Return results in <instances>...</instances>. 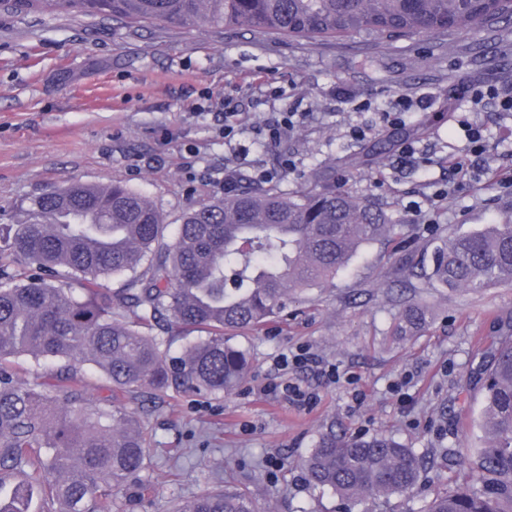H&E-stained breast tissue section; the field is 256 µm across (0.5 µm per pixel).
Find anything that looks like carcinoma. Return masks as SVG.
<instances>
[{"mask_svg":"<svg viewBox=\"0 0 512 512\" xmlns=\"http://www.w3.org/2000/svg\"><path fill=\"white\" fill-rule=\"evenodd\" d=\"M21 15L203 23L307 40L350 35L442 37L512 21V0H0ZM397 235L379 205L334 188L294 197L237 190L183 212L166 243L159 211L119 183H72L37 196L0 225V512H122L144 499L149 448L140 421L102 412L83 393V366L111 399L169 391L222 395L245 377L228 331H258L288 293L321 287L364 244ZM122 280L121 288L107 281ZM430 278L482 293L512 285V224H486L437 248ZM421 308L402 313L406 327ZM186 344L171 352L172 337ZM480 372L485 446L453 453L465 474L418 512H512V333L490 341ZM22 357L57 368L16 379ZM309 484L350 501L413 489L427 462L378 434L321 432L301 459ZM176 512H260L244 489L207 488Z\"/></svg>","mask_w":512,"mask_h":512,"instance_id":"carcinoma-1","label":"carcinoma"}]
</instances>
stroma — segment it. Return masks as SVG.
I'll list each match as a JSON object with an SVG mask.
<instances>
[{
	"mask_svg": "<svg viewBox=\"0 0 512 512\" xmlns=\"http://www.w3.org/2000/svg\"><path fill=\"white\" fill-rule=\"evenodd\" d=\"M512 83V32L495 24L457 35L453 47L428 34L391 44L350 36L309 43L206 25L166 22L132 30L109 19L0 12V225L21 206L72 182L121 183L148 199L175 233L183 212L224 194V171L238 188H260L269 172L285 196L345 185L380 205L402 244L362 248L332 284L292 296L255 335H237L250 370L229 393L169 392L123 399L148 439L150 498L127 512H169L205 487V476L247 487L263 512H417L459 476L449 449L482 447L481 395L469 378L481 340L512 320V286L482 294L439 287L427 273L446 237L512 221V112L474 105L471 85ZM233 99L246 157L224 142V103ZM401 111L392 125L382 112ZM358 102L355 112L350 102ZM308 112L290 138L268 142L262 127L279 112ZM483 129L486 151L468 152L462 120ZM362 127L357 141L350 130ZM371 164L351 159L382 137ZM414 155H404V146ZM481 169L462 181L448 164ZM296 167H282L286 159ZM460 183L449 198L427 199ZM427 312L403 335L410 304ZM321 368L292 363L299 351ZM288 364H281V357ZM293 382L309 401L261 395ZM385 434L417 449L427 471L388 503L355 504L313 490L298 466L329 426Z\"/></svg>",
	"mask_w": 512,
	"mask_h": 512,
	"instance_id": "stroma-1",
	"label": "stroma"
}]
</instances>
